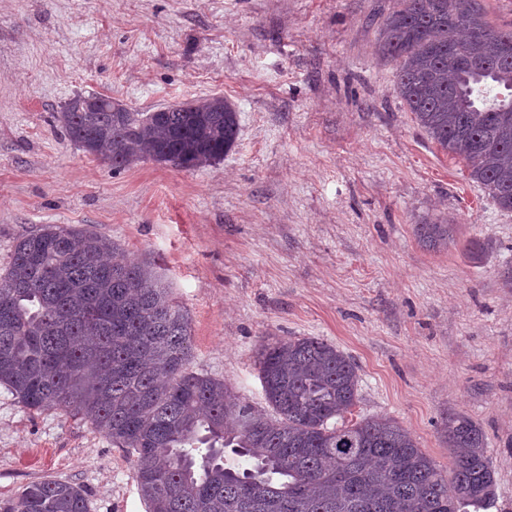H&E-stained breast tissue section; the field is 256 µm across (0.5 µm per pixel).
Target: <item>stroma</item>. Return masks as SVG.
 I'll list each match as a JSON object with an SVG mask.
<instances>
[{
	"instance_id": "1",
	"label": "stroma",
	"mask_w": 512,
	"mask_h": 512,
	"mask_svg": "<svg viewBox=\"0 0 512 512\" xmlns=\"http://www.w3.org/2000/svg\"><path fill=\"white\" fill-rule=\"evenodd\" d=\"M398 0H0V269L45 224L151 263L190 317V367L266 409L265 337L358 366L354 417L389 416L439 465L441 424L483 430L512 512V211L415 123L379 33ZM152 112L221 95L238 142L195 170H115L57 121L76 95ZM451 223L447 249L420 224ZM42 479L90 512H148L132 456L0 386V504Z\"/></svg>"
}]
</instances>
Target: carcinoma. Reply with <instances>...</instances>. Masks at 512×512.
<instances>
[{
  "instance_id": "cac0c4a2",
  "label": "carcinoma",
  "mask_w": 512,
  "mask_h": 512,
  "mask_svg": "<svg viewBox=\"0 0 512 512\" xmlns=\"http://www.w3.org/2000/svg\"><path fill=\"white\" fill-rule=\"evenodd\" d=\"M512 29H494L478 0H400L380 54L398 63L399 94L417 125L465 161L470 178L512 210ZM69 139L114 169L141 160L192 170L239 138L222 97L139 112L78 95L58 116ZM453 224H420L448 247ZM112 241L45 224L21 237L0 273V385L36 411L87 419L136 455L148 512H485L496 480L482 430L443 423L448 470L396 420L347 418L356 365L317 337L267 339L256 355L268 415L224 380L189 369L187 313L148 263H117ZM0 512H89L85 491L33 482Z\"/></svg>"
}]
</instances>
